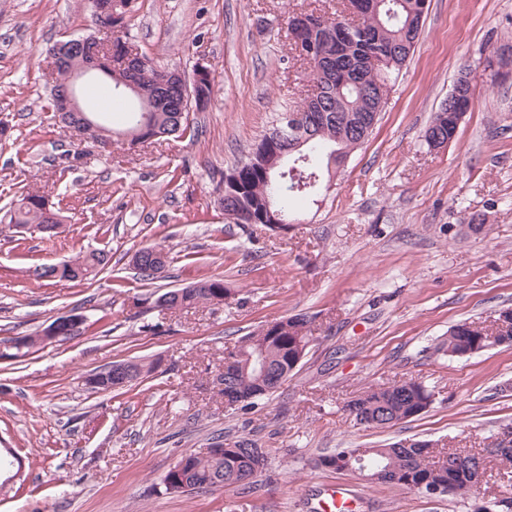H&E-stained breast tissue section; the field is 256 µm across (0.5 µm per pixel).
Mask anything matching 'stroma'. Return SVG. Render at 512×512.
<instances>
[{
	"label": "stroma",
	"mask_w": 512,
	"mask_h": 512,
	"mask_svg": "<svg viewBox=\"0 0 512 512\" xmlns=\"http://www.w3.org/2000/svg\"><path fill=\"white\" fill-rule=\"evenodd\" d=\"M128 37L158 66H206L214 94L194 139L73 145L45 110V51L91 33L88 0H0V216L15 191L59 203L62 227L0 223V340L76 313L79 333L0 358V512H474L471 495L428 496L314 467L322 454L399 440L482 448L512 425V347L467 357L441 348L458 322L512 306V0H428L416 49L370 139L288 229L236 224L223 177L310 73L288 19L336 0H132ZM469 71L477 99L448 145L424 130ZM481 232H473V225ZM160 245L171 262L144 281L132 255ZM105 252L92 281L38 279L40 265ZM223 277L224 304L164 311L153 295ZM309 316L312 342L271 396L225 409L215 383L224 349L284 316ZM120 360L158 361L154 379L92 392L89 375ZM413 379L432 393L412 421L373 429L344 405ZM255 441L266 469L247 485L170 494L164 477L214 438Z\"/></svg>",
	"instance_id": "35a3bbf8"
}]
</instances>
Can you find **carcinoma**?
<instances>
[{
	"instance_id": "1",
	"label": "carcinoma",
	"mask_w": 512,
	"mask_h": 512,
	"mask_svg": "<svg viewBox=\"0 0 512 512\" xmlns=\"http://www.w3.org/2000/svg\"><path fill=\"white\" fill-rule=\"evenodd\" d=\"M357 4L361 14L360 23L352 28L354 39L345 46H331L324 49L325 57L312 55L313 67L326 70L328 81L324 84L318 101L311 104L302 103L292 110L299 117L306 108H312V125L309 141L298 151L282 159L278 166L267 168L274 154L282 149L279 142L273 140L262 144V149L253 153L244 164L235 166L224 174V214L233 217L238 210H251L257 219L267 212L265 202L272 203V209L283 216L290 214L291 207L301 197H307L311 190L293 189L294 178L309 180L320 177L322 171L329 170L332 154L345 155L360 146L356 139L347 138L341 142L333 141L330 136L341 128L366 123L373 112H381L384 103L381 96L387 94L391 85L397 80L410 54L413 53L420 34L422 20L426 10V0H350ZM115 11L121 17V26L112 32V65L104 64L94 73L96 77L107 80L112 92L117 88L122 71L118 68L120 61L127 55L128 42L125 30L127 17L131 12L130 0H119ZM383 56L388 64L378 74L371 75L361 69L364 59ZM214 93V78L208 76L192 88L191 107L201 112L210 103ZM144 96L156 97L155 111L145 114L138 107L137 97L130 100L125 128L115 132L118 137H125L141 128L149 129L156 124L170 127L171 137L184 138L191 131L185 122L175 123L179 106L176 93L167 97L154 95L151 87L144 88ZM474 102V94L464 93L457 101L455 111L439 108L427 126L424 137L426 142L435 146L437 143L454 138L459 115L466 112ZM53 210L49 200L43 195L22 193L10 204L9 223L17 226L45 223V211ZM143 264L137 267L142 277L153 280L164 272L169 263L168 253L156 246H144ZM106 264L105 256L100 252H90L75 261L60 264H48L42 267L40 277L45 279L65 278L83 282L94 279ZM230 289L224 286L220 277H206L191 286L169 290L161 297L168 298L169 310L191 308L199 304L210 303L216 298L230 297ZM293 333L272 336L265 329H260L252 336H245L225 352L233 354L241 344L250 341L265 346L269 360L270 373L263 381L266 397L274 393L278 386L294 371L288 360L295 341L307 336V316L297 314L285 317ZM512 345V323L491 335L487 327L474 321L459 322L448 330V337L443 341V348L451 357L471 354L494 346ZM153 362L131 366L127 373V386L131 387L144 381L156 372ZM227 388L236 392H250L257 388V379L252 372L232 373L226 379ZM431 404V394L420 383L409 380L388 388L369 389L355 399L347 402L349 413L359 423L369 419L378 421L376 427L389 428L401 422L410 421L424 413ZM212 450L206 453H190L183 456L168 471L165 479L175 477L187 485L181 493H191L203 488V485L216 483L235 484V472L248 465L250 456L238 445L234 453L218 452L224 447V441L217 440L211 444ZM352 463L362 462L370 471L390 468L398 472L396 479L382 480L380 484L391 485L407 490H421V487L442 484L451 495H465L470 492L468 476L465 469H451L443 459V452L431 448L426 441L412 439L408 448L395 442L383 448H354L334 454H325L315 460L318 468L340 471L347 460Z\"/></svg>"
}]
</instances>
